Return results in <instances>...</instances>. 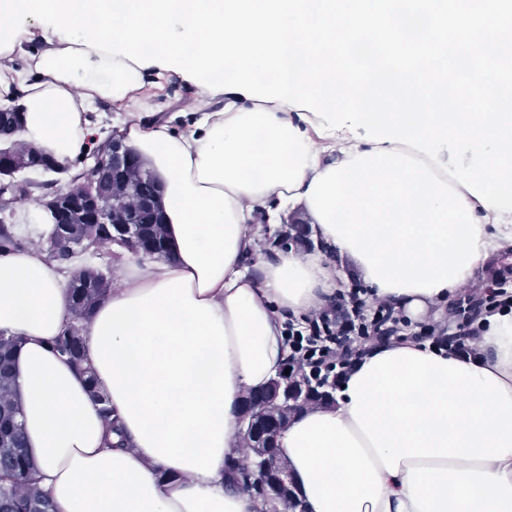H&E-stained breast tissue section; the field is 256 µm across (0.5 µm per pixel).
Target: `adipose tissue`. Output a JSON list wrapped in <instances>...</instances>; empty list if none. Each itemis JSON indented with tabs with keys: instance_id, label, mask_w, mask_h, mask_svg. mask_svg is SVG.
Here are the masks:
<instances>
[{
	"instance_id": "adipose-tissue-1",
	"label": "adipose tissue",
	"mask_w": 512,
	"mask_h": 512,
	"mask_svg": "<svg viewBox=\"0 0 512 512\" xmlns=\"http://www.w3.org/2000/svg\"><path fill=\"white\" fill-rule=\"evenodd\" d=\"M0 53V102H20L19 139L69 166L99 142L101 94L14 65L23 44L68 41L27 19ZM189 130L145 124L148 88L117 106L118 139L161 186L170 255L132 260L82 331V367L51 341L69 318L68 273L42 248L0 255V331L18 336L25 444L56 512H260L236 490L238 415L288 357L285 324L325 304L324 255L259 254L254 224L302 210L379 298L415 319L512 251V212L488 210L425 153L316 134L299 110L225 93ZM254 258L247 267L246 258ZM463 360L413 337L366 355L334 404L278 438L306 512H512V311L485 320ZM102 393L94 398L89 381ZM110 402L122 447H108Z\"/></svg>"
}]
</instances>
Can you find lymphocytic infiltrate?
<instances>
[{"mask_svg": "<svg viewBox=\"0 0 512 512\" xmlns=\"http://www.w3.org/2000/svg\"><path fill=\"white\" fill-rule=\"evenodd\" d=\"M465 302L462 317L454 325H412L391 303L374 297L362 284H352L326 306L302 319L288 320V367L291 374L304 375L311 384L336 388L367 353L401 338L408 330L414 337L430 341L433 348L466 359L477 357L482 332L478 319L512 308V292L500 282L469 289Z\"/></svg>", "mask_w": 512, "mask_h": 512, "instance_id": "lymphocytic-infiltrate-1", "label": "lymphocytic infiltrate"}]
</instances>
